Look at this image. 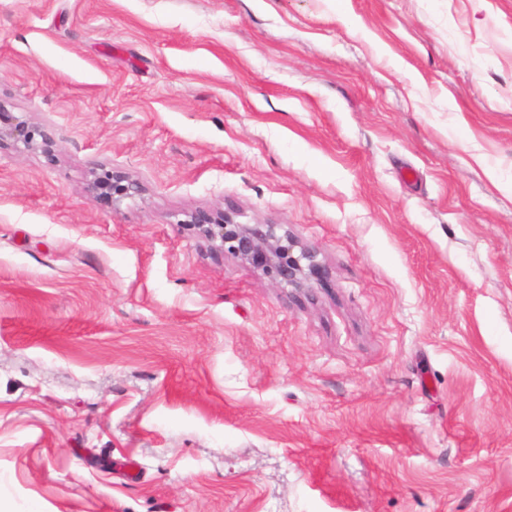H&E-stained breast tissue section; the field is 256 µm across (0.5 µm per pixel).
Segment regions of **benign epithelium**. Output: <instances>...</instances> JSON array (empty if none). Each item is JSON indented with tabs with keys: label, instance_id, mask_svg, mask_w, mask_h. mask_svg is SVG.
Returning <instances> with one entry per match:
<instances>
[{
	"label": "benign epithelium",
	"instance_id": "7a95c632",
	"mask_svg": "<svg viewBox=\"0 0 512 512\" xmlns=\"http://www.w3.org/2000/svg\"><path fill=\"white\" fill-rule=\"evenodd\" d=\"M5 142L38 149L49 161L55 158L48 130L29 125L0 103V145ZM88 192L93 201L117 212L124 200L142 193V186L125 172L112 169L92 172ZM183 223L199 230L211 253L227 254L251 265L276 288L302 292L331 277V268L319 259L320 252L301 246L282 224H238L223 210L191 212Z\"/></svg>",
	"mask_w": 512,
	"mask_h": 512
}]
</instances>
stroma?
Masks as SVG:
<instances>
[{
	"instance_id": "stroma-1",
	"label": "stroma",
	"mask_w": 512,
	"mask_h": 512,
	"mask_svg": "<svg viewBox=\"0 0 512 512\" xmlns=\"http://www.w3.org/2000/svg\"><path fill=\"white\" fill-rule=\"evenodd\" d=\"M0 102L9 512H512V0H0ZM37 138H40V141ZM8 141L16 147L23 145L26 150L40 149L48 161L52 162L55 158V144L48 130L30 126L13 112H9L0 102V147ZM93 178L88 184V192L93 201L119 211L121 203L142 193L139 182L120 170H103L102 174L92 170ZM181 224L197 228L211 253L251 265L276 288L309 291L331 277L320 252L301 246L282 224H237L224 210L191 212Z\"/></svg>"
}]
</instances>
